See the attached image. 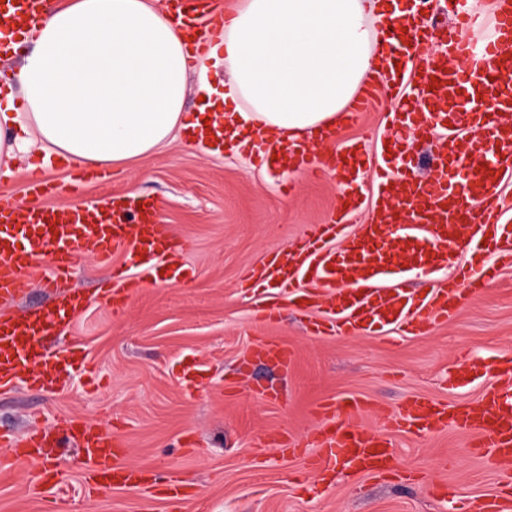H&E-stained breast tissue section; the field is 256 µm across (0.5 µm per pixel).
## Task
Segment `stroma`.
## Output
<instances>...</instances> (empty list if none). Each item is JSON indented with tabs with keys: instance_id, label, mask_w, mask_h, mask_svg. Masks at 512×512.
<instances>
[{
	"instance_id": "stroma-1",
	"label": "stroma",
	"mask_w": 512,
	"mask_h": 512,
	"mask_svg": "<svg viewBox=\"0 0 512 512\" xmlns=\"http://www.w3.org/2000/svg\"><path fill=\"white\" fill-rule=\"evenodd\" d=\"M42 177L63 187L50 198L53 206L127 193L155 198L167 232L188 242L183 261L193 273L177 284H148L119 314L91 304L67 336L47 338L52 348L76 346L93 375L63 365L53 388L23 383L0 392V430L49 429L61 416L98 425L121 437L128 463L154 471L156 486L88 492L82 453L72 446L43 462L61 478L52 498L34 489L35 466L0 475V512H47L51 505L56 512H448L435 487L472 497L502 493L500 470L470 448L468 434L452 429L393 433V472L365 476L340 466L330 486L307 471L305 457H282L258 438L285 432L306 440L328 399H367L359 421L376 431L413 397L478 399L495 385L493 374L457 385L449 376L460 358L512 352V270L427 335L314 339L284 306L277 322L256 325L259 301L283 305L287 296L248 288L242 275L333 213L344 191L338 176L214 154L181 132L75 194L67 189L70 169L54 165ZM267 337L288 345L289 366L257 362L239 375L238 364ZM260 388L269 390L268 400L254 397Z\"/></svg>"
}]
</instances>
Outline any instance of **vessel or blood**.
Listing matches in <instances>:
<instances>
[{"label": "vessel or blood", "mask_w": 512, "mask_h": 512, "mask_svg": "<svg viewBox=\"0 0 512 512\" xmlns=\"http://www.w3.org/2000/svg\"><path fill=\"white\" fill-rule=\"evenodd\" d=\"M168 2L184 18L206 13L212 26L224 24L223 15L209 13L206 0ZM497 3L496 35L478 47L462 36L479 18L464 0L452 4L455 22L438 37L441 53L422 54L405 32L396 31L399 50L387 60L394 70L391 79L382 85L370 81L341 114L342 123L350 126L363 113L378 109L383 96L400 89L404 81L396 66L412 65L413 99L390 111L388 121L409 126L417 136L433 141L439 162L430 178L410 171L394 173L387 139L370 175L364 171L365 147L358 140L321 156L272 144L264 149V157L275 159L280 167H319L353 176L352 188L343 194L347 206L311 225L303 245L285 258L268 260L260 271L244 276L250 286L269 282L286 289L290 308L306 316L310 337L365 336L392 328L405 335H427L433 326L455 319L488 282L512 268V228L502 220L504 201L498 190L502 170L498 161L480 152L484 146L512 152V0ZM45 9L46 0H0V55L10 51L8 36L36 23ZM467 83L482 91L484 105L467 112L449 111V103ZM366 180L371 183L370 216L355 233H345L344 220L359 202L356 188ZM26 191L28 201L0 202L1 303L16 301L28 291L39 252L46 248L53 251L51 275L45 282L49 288L70 277L79 254L106 261L113 253L125 252L127 263L113 266L112 285L99 296L102 305L115 311L122 310L129 296L144 285L135 269L160 280L155 260L170 255L171 249L156 200L124 202L116 197L104 207L78 202L50 208L44 201L58 193V186L34 179ZM403 211L413 224L401 230L392 220ZM24 237L31 248L20 247ZM451 266L455 275L437 288L408 291L401 285L407 272L434 275ZM90 302L89 296L69 290L50 312L38 308L19 315L0 312V391L12 387L29 369L34 372L32 384H54L58 362L52 361L40 339L45 330L56 327L58 312L72 317ZM324 308L331 310V318L311 319V312ZM481 368L499 380L481 401L451 404L414 397L393 427L414 434L448 428L465 432L507 476L512 474V356H494ZM364 405V399L349 397L319 406L316 453L309 461L314 471L324 476L341 464L367 475L389 467L390 441L355 422ZM65 442L81 448L89 465L90 488L123 490L151 483L147 469L126 464L121 439L68 419L51 433L0 434V470L39 462Z\"/></svg>", "instance_id": "b4317fda"}]
</instances>
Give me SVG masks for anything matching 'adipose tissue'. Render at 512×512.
<instances>
[{"instance_id":"obj_1","label":"adipose tissue","mask_w":512,"mask_h":512,"mask_svg":"<svg viewBox=\"0 0 512 512\" xmlns=\"http://www.w3.org/2000/svg\"><path fill=\"white\" fill-rule=\"evenodd\" d=\"M398 0H241L218 42L199 56L153 0H53L14 39L25 54L16 91L0 97V163L39 153L85 167L143 159L183 129L257 124L289 139L334 124L380 68ZM222 68L202 83L219 103L185 110L189 71Z\"/></svg>"}]
</instances>
